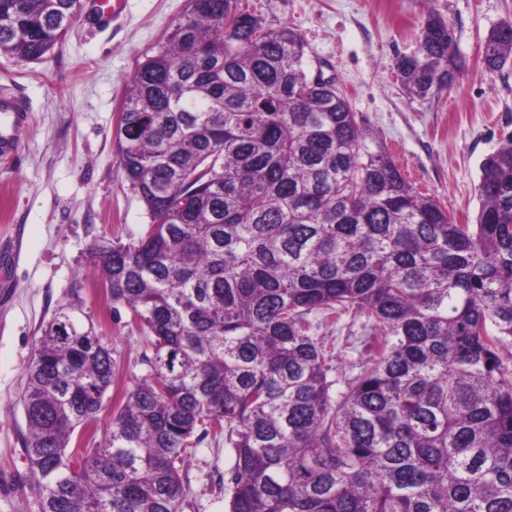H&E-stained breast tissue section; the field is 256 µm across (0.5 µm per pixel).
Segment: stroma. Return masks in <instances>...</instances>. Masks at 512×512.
Here are the masks:
<instances>
[{"label": "stroma", "instance_id": "35a3bbf8", "mask_svg": "<svg viewBox=\"0 0 512 512\" xmlns=\"http://www.w3.org/2000/svg\"><path fill=\"white\" fill-rule=\"evenodd\" d=\"M267 27L288 24L306 43L311 69L332 77L359 119L386 143L408 181L453 212L476 220L483 159L512 132V66L490 73L484 39L512 19V0H242ZM188 0H128L116 21L81 10L42 62L0 55V90L15 89L30 114L18 151L0 161V512H37L22 439L19 398L33 344L55 308L75 298L107 336L117 362L118 399L148 373V352L128 310L106 300L88 266L100 237L128 242L148 216L119 168L112 132L137 62L155 51L186 14ZM454 32L461 71L438 96L408 95L395 61L413 53L429 11ZM314 333L333 355L332 374H356L374 332L359 314L314 316ZM223 437L189 450L183 512H225Z\"/></svg>", "mask_w": 512, "mask_h": 512}]
</instances>
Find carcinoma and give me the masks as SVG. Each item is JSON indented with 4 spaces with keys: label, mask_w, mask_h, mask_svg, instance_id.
<instances>
[{
    "label": "carcinoma",
    "mask_w": 512,
    "mask_h": 512,
    "mask_svg": "<svg viewBox=\"0 0 512 512\" xmlns=\"http://www.w3.org/2000/svg\"><path fill=\"white\" fill-rule=\"evenodd\" d=\"M79 4L0 0V54L40 60ZM482 61H512L511 20ZM395 67L409 95H438L453 29L429 13ZM113 140L149 224L88 260L150 373L72 448L116 362L79 301L41 326L19 400L38 512H183L192 439L211 433L232 453L227 512H512V132L458 224L312 75L296 29L189 0L137 65ZM350 311L381 336L341 383L309 316Z\"/></svg>",
    "instance_id": "obj_1"
}]
</instances>
